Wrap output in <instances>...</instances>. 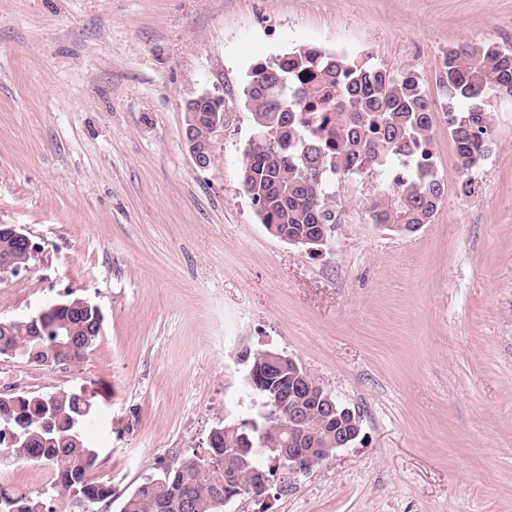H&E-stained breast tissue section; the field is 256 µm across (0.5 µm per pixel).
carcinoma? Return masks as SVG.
<instances>
[{
  "mask_svg": "<svg viewBox=\"0 0 512 512\" xmlns=\"http://www.w3.org/2000/svg\"><path fill=\"white\" fill-rule=\"evenodd\" d=\"M245 102L257 142L243 154L240 181L265 227L290 236L310 235L336 223L328 193L341 178L371 177L397 168L404 178L391 181L369 198L373 224L421 227L432 222L444 200L434 146L435 101L413 68L398 71L315 47L257 64ZM436 85L448 122L456 166L467 177L493 150L491 95L512 97V49L493 44L448 47L436 65ZM65 320L68 336H33L25 321L0 324V352L35 366H64L86 355L97 337L96 317L56 310L50 322ZM265 411L256 429L217 436L219 447L184 457L138 486L121 512H224V491H238L255 468L273 473L269 460L237 454L224 469V441L249 448L263 429L288 439L284 411L294 386L286 373L259 372ZM91 404L60 390L0 401V458L31 462L53 472L50 500L13 496L0 490V512H93L112 497V488L90 478L97 451L83 430L93 418Z\"/></svg>",
  "mask_w": 512,
  "mask_h": 512,
  "instance_id": "obj_1",
  "label": "carcinoma"
}]
</instances>
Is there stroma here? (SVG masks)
I'll return each instance as SVG.
<instances>
[{
  "mask_svg": "<svg viewBox=\"0 0 512 512\" xmlns=\"http://www.w3.org/2000/svg\"><path fill=\"white\" fill-rule=\"evenodd\" d=\"M460 42L512 47V0H0V224L39 248L0 276V320L68 295L103 315L77 365L0 358V391L91 402L92 478L112 488L95 512L257 419L242 356L267 349L361 440L224 512H512V98L490 97L493 151L466 179L436 115L445 198L409 235L371 223L379 178L336 181L316 252L271 235L239 184L257 63L320 47L414 68L435 97ZM205 92L228 119L200 170L183 107ZM46 472L0 465V489L40 495Z\"/></svg>",
  "mask_w": 512,
  "mask_h": 512,
  "instance_id": "1",
  "label": "stroma"
}]
</instances>
